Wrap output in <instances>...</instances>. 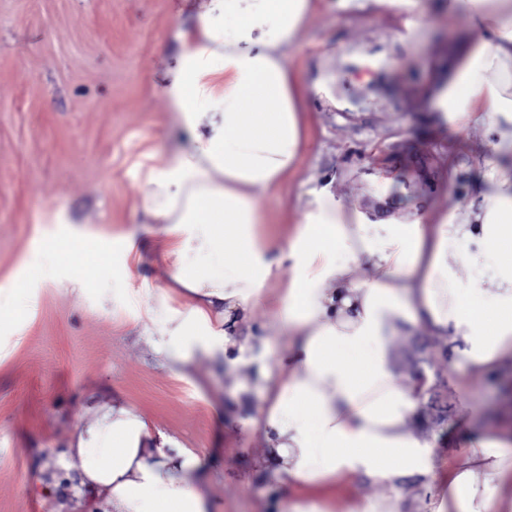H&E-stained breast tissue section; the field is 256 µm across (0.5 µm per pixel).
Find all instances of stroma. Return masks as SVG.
<instances>
[{"mask_svg":"<svg viewBox=\"0 0 512 512\" xmlns=\"http://www.w3.org/2000/svg\"><path fill=\"white\" fill-rule=\"evenodd\" d=\"M211 0H0V288L25 290L0 316V512H99L78 488V460L63 454L113 404L144 415L203 459L214 512H279L283 492L258 471L267 451L249 420L258 391L236 393L252 364L230 369L198 354L169 368L157 353L162 317H149L162 284V225L144 229L138 201L153 151L183 147L165 85L181 49L178 23ZM463 17L338 14L318 0L290 65L306 85L308 138L283 190L262 205L280 227L301 220L313 187L346 204L420 215L465 207L476 163L491 148L424 112L416 90ZM98 239L97 257L71 246L49 264L41 242L74 233ZM128 235L141 260L114 244ZM251 329L269 357L291 341L276 306ZM394 374L411 365L438 384L439 401L414 420L433 445V467L402 488L408 508L443 487L448 461L477 435L512 424V387L462 384L452 354L424 326L393 337Z\"/></svg>","mask_w":512,"mask_h":512,"instance_id":"1","label":"stroma"}]
</instances>
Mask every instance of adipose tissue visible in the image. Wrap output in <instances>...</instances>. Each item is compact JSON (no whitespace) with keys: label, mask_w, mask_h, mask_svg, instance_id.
<instances>
[{"label":"adipose tissue","mask_w":512,"mask_h":512,"mask_svg":"<svg viewBox=\"0 0 512 512\" xmlns=\"http://www.w3.org/2000/svg\"><path fill=\"white\" fill-rule=\"evenodd\" d=\"M313 0H212L188 26L167 91L187 144L155 152L143 174L140 221L163 227L164 313L159 351L183 366L200 353L252 359L237 334L261 302L274 303L294 340L261 366L255 420L269 453L266 478L289 492L284 512H334L322 490L368 480L378 498L347 512H401L400 483L431 470V444L410 428L420 402L397 386L393 336L424 324L447 336L468 378L512 371V0H448L472 41L451 46L425 86L428 109L458 130H478L491 154L477 169L467 207L379 221L313 189L302 218L276 235L261 206L297 168L306 140L305 86L288 64ZM463 252L462 283L448 257ZM369 263L371 277L355 269ZM195 298L168 304V291ZM68 456L103 512H209L194 450L153 435L148 421L116 406ZM419 512H512V432L470 443L448 468V490Z\"/></svg>","instance_id":"ef3b65f1"}]
</instances>
